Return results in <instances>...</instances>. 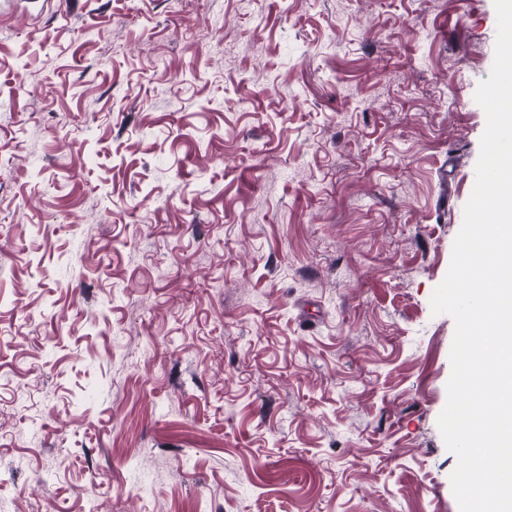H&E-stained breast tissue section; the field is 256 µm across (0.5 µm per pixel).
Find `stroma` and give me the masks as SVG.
Here are the masks:
<instances>
[{
	"mask_svg": "<svg viewBox=\"0 0 512 512\" xmlns=\"http://www.w3.org/2000/svg\"><path fill=\"white\" fill-rule=\"evenodd\" d=\"M496 28L493 0H0L10 512H459L430 299Z\"/></svg>",
	"mask_w": 512,
	"mask_h": 512,
	"instance_id": "stroma-1",
	"label": "stroma"
}]
</instances>
